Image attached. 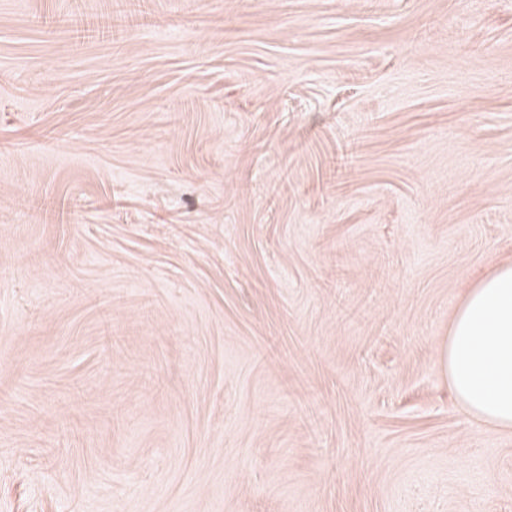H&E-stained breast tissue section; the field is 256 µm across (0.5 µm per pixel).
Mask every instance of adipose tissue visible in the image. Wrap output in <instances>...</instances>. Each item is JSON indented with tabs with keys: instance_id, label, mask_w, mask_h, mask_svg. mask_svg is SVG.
<instances>
[{
	"instance_id": "ef3b65f1",
	"label": "adipose tissue",
	"mask_w": 512,
	"mask_h": 512,
	"mask_svg": "<svg viewBox=\"0 0 512 512\" xmlns=\"http://www.w3.org/2000/svg\"><path fill=\"white\" fill-rule=\"evenodd\" d=\"M438 364L468 418L512 429V263L469 288Z\"/></svg>"
}]
</instances>
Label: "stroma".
<instances>
[{"label": "stroma", "instance_id": "1", "mask_svg": "<svg viewBox=\"0 0 512 512\" xmlns=\"http://www.w3.org/2000/svg\"><path fill=\"white\" fill-rule=\"evenodd\" d=\"M509 262L512 0H0V512H512ZM438 364L468 418L512 429V263L469 288Z\"/></svg>", "mask_w": 512, "mask_h": 512}]
</instances>
